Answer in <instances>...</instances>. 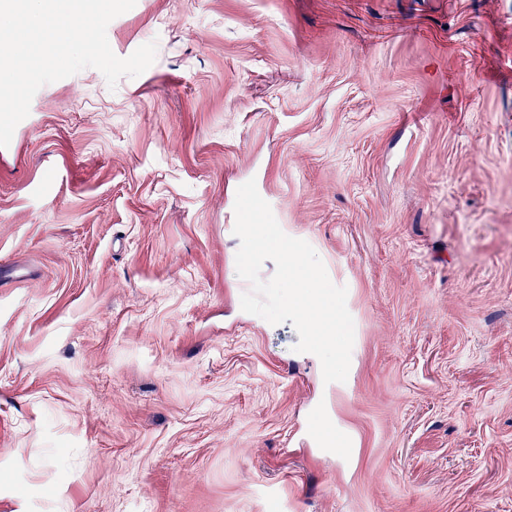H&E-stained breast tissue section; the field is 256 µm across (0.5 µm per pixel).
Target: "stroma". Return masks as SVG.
<instances>
[{"mask_svg": "<svg viewBox=\"0 0 512 512\" xmlns=\"http://www.w3.org/2000/svg\"><path fill=\"white\" fill-rule=\"evenodd\" d=\"M107 38L156 60L0 147V512H512V0H136ZM251 179L348 291L345 382L241 309Z\"/></svg>", "mask_w": 512, "mask_h": 512, "instance_id": "stroma-1", "label": "stroma"}]
</instances>
